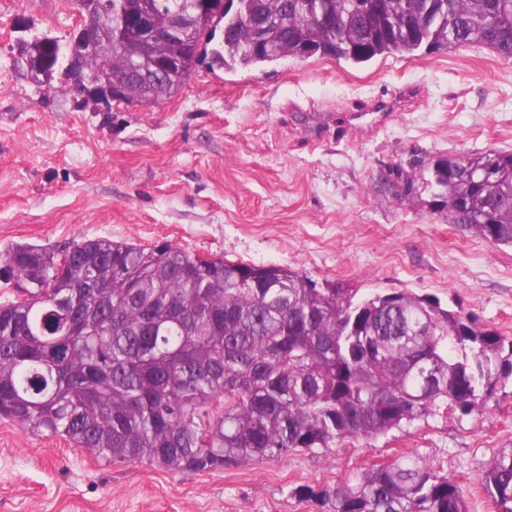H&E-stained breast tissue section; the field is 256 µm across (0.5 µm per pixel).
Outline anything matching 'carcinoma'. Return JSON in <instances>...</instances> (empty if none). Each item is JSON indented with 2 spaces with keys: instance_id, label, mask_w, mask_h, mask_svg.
<instances>
[{
  "instance_id": "obj_1",
  "label": "carcinoma",
  "mask_w": 512,
  "mask_h": 512,
  "mask_svg": "<svg viewBox=\"0 0 512 512\" xmlns=\"http://www.w3.org/2000/svg\"><path fill=\"white\" fill-rule=\"evenodd\" d=\"M374 2L383 27L367 25L360 0H231L211 30L185 36L156 11V50L174 64L164 78L143 77L150 63L133 40L86 66L112 69L127 103L152 106L183 87L204 37L211 63L228 68L314 53L360 65L452 45L512 62V0ZM93 24L113 39V15ZM377 187L394 201L426 194L451 223L512 245V150L395 163ZM1 278L24 297L0 304V419L180 475L376 439L443 405L468 415L512 377V342L424 295L359 298L287 267L200 258L168 243L88 239L60 258L17 244L0 255ZM479 477L512 508V449ZM323 502L329 512H467L457 484L414 457L328 490Z\"/></svg>"
}]
</instances>
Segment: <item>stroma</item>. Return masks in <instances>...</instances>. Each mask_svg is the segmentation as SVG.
<instances>
[{
    "label": "stroma",
    "instance_id": "35a3bbf8",
    "mask_svg": "<svg viewBox=\"0 0 512 512\" xmlns=\"http://www.w3.org/2000/svg\"><path fill=\"white\" fill-rule=\"evenodd\" d=\"M77 21L73 0H0V252L168 242L320 286L426 295L512 340V247L376 189L384 167L413 152L512 149V63L471 45L360 65L204 66L149 108L87 104L68 94L63 71L45 94L13 65L21 41L65 38ZM406 85L418 98L375 133L308 142L302 107L341 120ZM504 448L512 379L466 416L193 476L112 463L0 420V512H326L323 491L407 456L454 480L467 512H501L479 473Z\"/></svg>",
    "mask_w": 512,
    "mask_h": 512
}]
</instances>
